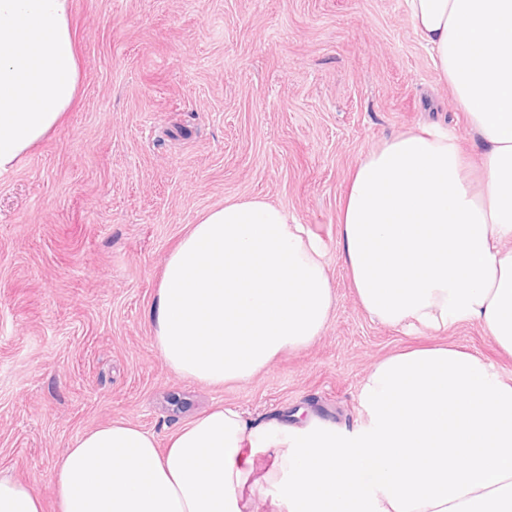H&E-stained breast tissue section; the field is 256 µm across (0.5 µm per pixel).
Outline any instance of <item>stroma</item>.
I'll return each instance as SVG.
<instances>
[{
	"mask_svg": "<svg viewBox=\"0 0 512 512\" xmlns=\"http://www.w3.org/2000/svg\"><path fill=\"white\" fill-rule=\"evenodd\" d=\"M79 91L58 131L0 175V471L56 512L57 458L97 426L169 436L217 405L253 424L296 411L351 431L381 359L448 343L512 384L475 323L373 321L338 214L359 160L430 123L478 146L406 0H69ZM260 196L323 243L322 336L249 381L179 377L153 343L162 265L203 211Z\"/></svg>",
	"mask_w": 512,
	"mask_h": 512,
	"instance_id": "stroma-1",
	"label": "stroma"
}]
</instances>
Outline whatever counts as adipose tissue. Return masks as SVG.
<instances>
[{
  "instance_id": "adipose-tissue-1",
  "label": "adipose tissue",
  "mask_w": 512,
  "mask_h": 512,
  "mask_svg": "<svg viewBox=\"0 0 512 512\" xmlns=\"http://www.w3.org/2000/svg\"><path fill=\"white\" fill-rule=\"evenodd\" d=\"M478 141L468 168L443 129L399 133L356 166L339 222L343 261L379 322L438 332L478 323L512 355V0H406ZM79 87L68 0H0V171L61 124ZM334 292L320 242L265 198L204 211L167 256L153 342L179 377L251 379L323 333ZM364 420L253 426L218 406L166 449L123 421L82 434L53 468L57 512H243L249 481L276 512H512V384L436 345L368 372ZM270 465L253 474V455ZM0 512H43L0 472Z\"/></svg>"
}]
</instances>
